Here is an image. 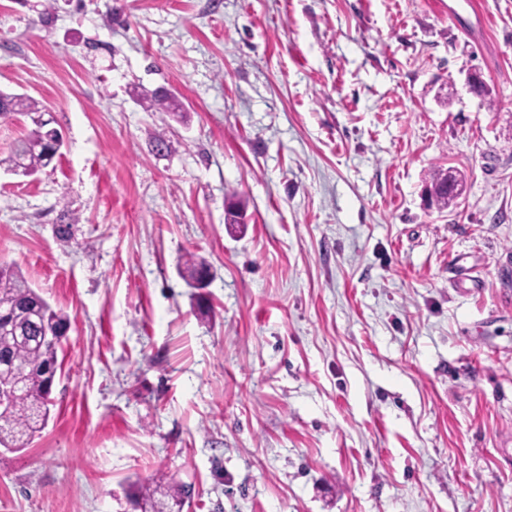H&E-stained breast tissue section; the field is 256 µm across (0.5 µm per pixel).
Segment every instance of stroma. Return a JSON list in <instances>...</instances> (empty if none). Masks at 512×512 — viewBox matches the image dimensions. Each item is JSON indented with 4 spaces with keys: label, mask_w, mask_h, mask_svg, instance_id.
Listing matches in <instances>:
<instances>
[{
    "label": "stroma",
    "mask_w": 512,
    "mask_h": 512,
    "mask_svg": "<svg viewBox=\"0 0 512 512\" xmlns=\"http://www.w3.org/2000/svg\"><path fill=\"white\" fill-rule=\"evenodd\" d=\"M0 90L63 138L0 166V264L69 318L0 512H136L147 478L512 512V0H0Z\"/></svg>",
    "instance_id": "stroma-1"
}]
</instances>
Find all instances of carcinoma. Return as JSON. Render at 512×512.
<instances>
[{
	"mask_svg": "<svg viewBox=\"0 0 512 512\" xmlns=\"http://www.w3.org/2000/svg\"><path fill=\"white\" fill-rule=\"evenodd\" d=\"M42 112L39 102L18 94L0 92V119L15 116L31 117ZM51 129L45 123H34L23 138L18 140L9 157L0 164H12L14 158L22 160V166L36 174L49 165V135ZM429 193L439 207H446L454 200L445 190L440 173H435ZM205 265L192 259L185 261L180 273L193 288L203 286L199 279ZM7 300L12 311L7 320L0 319V360L8 357L21 368L11 381L18 384L12 403L0 410V447L20 450L28 447L37 433L41 432L49 417L48 403L42 395L48 387L46 371L59 367L58 352L62 341L54 345L44 342L43 336L51 331L63 330L68 317L52 307L37 289L27 281L21 271L13 266H0V300ZM17 329L24 336L21 342L6 340L4 327ZM136 498L148 512H182L191 499L189 487L182 483L147 481L137 486Z\"/></svg>",
	"mask_w": 512,
	"mask_h": 512,
	"instance_id": "1",
	"label": "carcinoma"
}]
</instances>
